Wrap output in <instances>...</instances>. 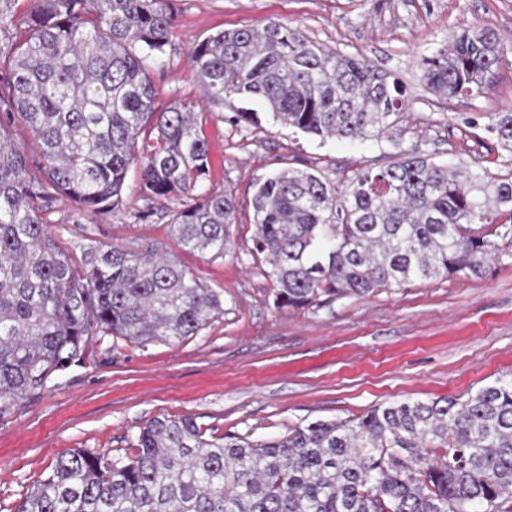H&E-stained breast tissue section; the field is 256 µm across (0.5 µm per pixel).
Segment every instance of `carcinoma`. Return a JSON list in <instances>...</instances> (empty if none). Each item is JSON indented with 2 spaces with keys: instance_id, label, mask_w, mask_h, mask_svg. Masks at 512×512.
I'll return each instance as SVG.
<instances>
[{
  "instance_id": "cac0c4a2",
  "label": "carcinoma",
  "mask_w": 512,
  "mask_h": 512,
  "mask_svg": "<svg viewBox=\"0 0 512 512\" xmlns=\"http://www.w3.org/2000/svg\"><path fill=\"white\" fill-rule=\"evenodd\" d=\"M0 11V105L31 132V158L0 121V419L83 359L96 336L170 343L224 313L222 295L152 245L82 247L80 267L50 230L122 205L132 167L146 200L186 199L172 234L213 259L231 247L234 201L197 196L210 177L199 113L155 108L150 67L170 46L166 0H33ZM207 99H261L279 124L321 140L379 139L404 106L392 73L265 20L191 50ZM507 59L479 23L419 57L438 102L480 96ZM484 128L512 152V112ZM42 172L33 175L31 167ZM250 255L279 307L368 297L464 274L481 277L512 241V176L448 168L414 145L338 189L315 169L255 184ZM14 512H512V376L469 394L376 406L296 425L277 440L205 437L195 420L156 417L132 454L69 449Z\"/></svg>"
}]
</instances>
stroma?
<instances>
[{
  "label": "stroma",
  "mask_w": 512,
  "mask_h": 512,
  "mask_svg": "<svg viewBox=\"0 0 512 512\" xmlns=\"http://www.w3.org/2000/svg\"><path fill=\"white\" fill-rule=\"evenodd\" d=\"M171 46L150 69L156 106L203 105L209 191L232 197L237 222L224 257L185 249L170 231L178 202L143 200L130 169L124 204L84 219L98 243H150L194 270L224 298L223 315L177 344L90 340L82 362L0 419V512H13L63 452L120 458L158 416H189L202 431L250 441L277 439L317 419H353L405 399L466 397L512 375V243L482 277L417 281L366 298L300 310L277 308L265 265L249 255L253 186L281 169L313 168L343 183L396 146L419 145L439 164L512 173V154L482 127L485 113L512 109V68L487 94L444 106L419 78L416 60L473 21L500 35L512 59V0H170ZM298 26L338 52L362 55L405 88L399 145L321 141L274 121L255 99L205 103L190 62L198 40L260 20ZM254 112L257 122L233 121ZM147 219H138V212Z\"/></svg>",
  "instance_id": "35a3bbf8"
}]
</instances>
